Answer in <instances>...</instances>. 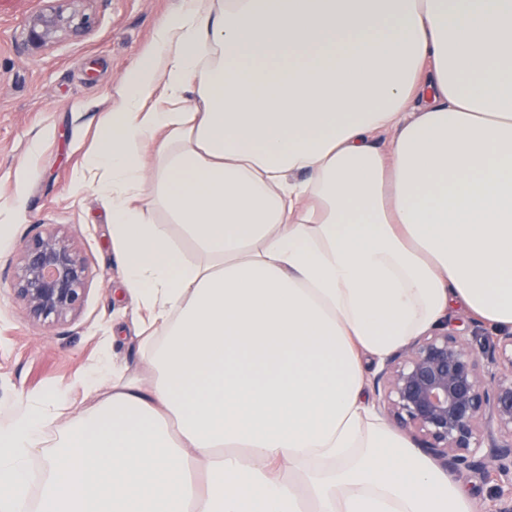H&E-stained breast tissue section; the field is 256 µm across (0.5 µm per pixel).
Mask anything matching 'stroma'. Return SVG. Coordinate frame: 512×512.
I'll return each instance as SVG.
<instances>
[{
	"mask_svg": "<svg viewBox=\"0 0 512 512\" xmlns=\"http://www.w3.org/2000/svg\"><path fill=\"white\" fill-rule=\"evenodd\" d=\"M45 4L0 0V208L21 209L16 223H0V421L49 387L69 393L66 416L76 418L86 406L79 382L105 353L138 363L135 305L113 295L109 213L95 189L75 188L73 177L89 162L127 70L180 0H93L88 35L35 51L25 23ZM50 230L83 257L86 293L76 314L45 323L28 314L15 283L20 247Z\"/></svg>",
	"mask_w": 512,
	"mask_h": 512,
	"instance_id": "obj_1",
	"label": "stroma"
}]
</instances>
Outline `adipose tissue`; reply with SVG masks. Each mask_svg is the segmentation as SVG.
<instances>
[{
	"mask_svg": "<svg viewBox=\"0 0 512 512\" xmlns=\"http://www.w3.org/2000/svg\"><path fill=\"white\" fill-rule=\"evenodd\" d=\"M76 185L140 369L0 422V512H482L366 367L458 309L512 328V0H181Z\"/></svg>",
	"mask_w": 512,
	"mask_h": 512,
	"instance_id": "ef3b65f1",
	"label": "adipose tissue"
}]
</instances>
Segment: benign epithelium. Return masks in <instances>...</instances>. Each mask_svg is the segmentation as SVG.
Masks as SVG:
<instances>
[{
  "mask_svg": "<svg viewBox=\"0 0 512 512\" xmlns=\"http://www.w3.org/2000/svg\"><path fill=\"white\" fill-rule=\"evenodd\" d=\"M89 0H48L25 25L26 44L46 48L93 28ZM86 265L54 231L20 251L17 296L30 316L52 323L82 305ZM486 359L452 332L412 341L380 372L386 416L448 468L512 482V333L487 341Z\"/></svg>",
  "mask_w": 512,
  "mask_h": 512,
  "instance_id": "obj_1",
  "label": "benign epithelium"
}]
</instances>
